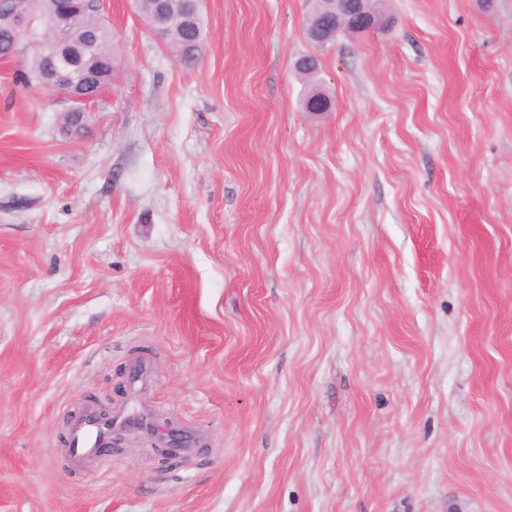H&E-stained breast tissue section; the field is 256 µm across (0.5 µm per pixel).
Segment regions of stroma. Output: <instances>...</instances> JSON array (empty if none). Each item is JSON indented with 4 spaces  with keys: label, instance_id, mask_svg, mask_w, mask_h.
<instances>
[{
    "label": "stroma",
    "instance_id": "obj_1",
    "mask_svg": "<svg viewBox=\"0 0 512 512\" xmlns=\"http://www.w3.org/2000/svg\"><path fill=\"white\" fill-rule=\"evenodd\" d=\"M374 7L319 47L310 0H201L187 68L108 0L70 136L0 60V512H512V6ZM137 359L208 441L90 476L66 414ZM298 61V62H297ZM295 62V68L307 83L309 88L308 93L304 99L305 108H311L316 112H324L328 107V102L322 99H316L318 81L319 78V64L317 58L312 55L302 56Z\"/></svg>",
    "mask_w": 512,
    "mask_h": 512
}]
</instances>
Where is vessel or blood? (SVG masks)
I'll return each instance as SVG.
<instances>
[{
	"instance_id": "obj_1",
	"label": "vessel or blood",
	"mask_w": 512,
	"mask_h": 512,
	"mask_svg": "<svg viewBox=\"0 0 512 512\" xmlns=\"http://www.w3.org/2000/svg\"><path fill=\"white\" fill-rule=\"evenodd\" d=\"M152 382V370L146 363L134 364L129 372V400L108 414L96 409H85L70 424L68 453L77 463L91 465L99 472L110 464L109 450L113 443L127 431L137 429L151 435L158 442H165L169 428L164 422L145 423V415L151 407L139 401L142 393Z\"/></svg>"
}]
</instances>
